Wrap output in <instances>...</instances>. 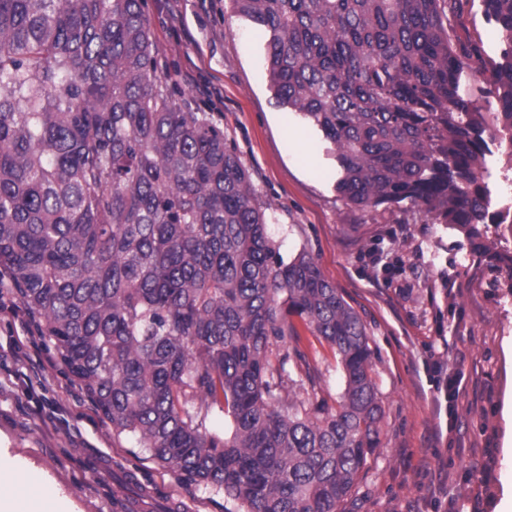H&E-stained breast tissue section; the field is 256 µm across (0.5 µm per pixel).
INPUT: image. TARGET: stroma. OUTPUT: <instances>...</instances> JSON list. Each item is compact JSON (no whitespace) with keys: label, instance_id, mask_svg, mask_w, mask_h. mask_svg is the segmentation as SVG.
<instances>
[{"label":"stroma","instance_id":"1","mask_svg":"<svg viewBox=\"0 0 512 512\" xmlns=\"http://www.w3.org/2000/svg\"><path fill=\"white\" fill-rule=\"evenodd\" d=\"M160 74L187 108L209 113L251 173L284 260L308 251L359 314L369 338L384 416L343 512H499L512 494V275L475 254L462 232L410 203L361 210L338 195L333 147L300 113L281 105L267 81L263 32L230 0H142ZM178 21H170V12ZM462 80L496 111L490 71L501 39L482 0H460L450 17ZM221 103L204 101L200 85ZM0 314V456L41 470L71 512H239L223 491L178 479L129 433L113 432L65 368L42 322L19 295ZM321 371L317 392L335 406L343 378L327 345L307 346ZM458 373L447 401L432 370ZM46 384L34 380L37 367ZM133 474L136 485L117 477Z\"/></svg>","mask_w":512,"mask_h":512}]
</instances>
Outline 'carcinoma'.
<instances>
[{
	"label": "carcinoma",
	"instance_id": "carcinoma-1",
	"mask_svg": "<svg viewBox=\"0 0 512 512\" xmlns=\"http://www.w3.org/2000/svg\"><path fill=\"white\" fill-rule=\"evenodd\" d=\"M141 2L0 0V267L112 430L163 467L240 512H341L384 414L365 328L309 253L280 257L224 130L157 75ZM231 2L267 37L276 98L334 145L346 203L407 200L480 255L483 224L512 234L480 171L486 131L512 148V0H483L496 112L462 84L457 0ZM304 331L342 372L334 408Z\"/></svg>",
	"mask_w": 512,
	"mask_h": 512
}]
</instances>
